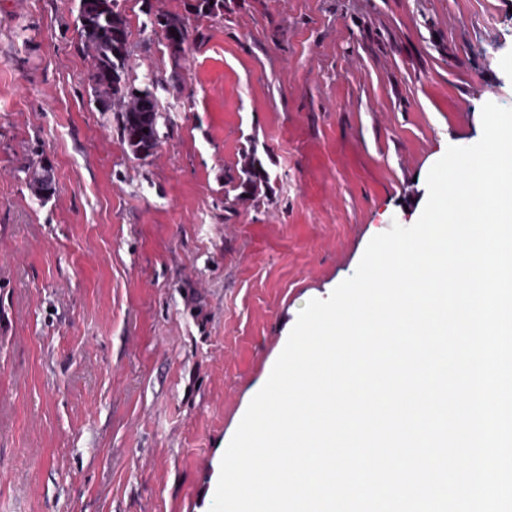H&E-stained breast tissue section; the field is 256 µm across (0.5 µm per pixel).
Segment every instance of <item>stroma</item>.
<instances>
[{"mask_svg": "<svg viewBox=\"0 0 512 512\" xmlns=\"http://www.w3.org/2000/svg\"><path fill=\"white\" fill-rule=\"evenodd\" d=\"M77 6L0 0V512H210L300 309L512 108V0H230L177 71L121 0L168 118L145 160L97 108ZM252 140L275 193L225 212ZM27 185L31 194L38 198H47L53 191V179L48 176L45 164L32 163L24 167Z\"/></svg>", "mask_w": 512, "mask_h": 512, "instance_id": "35a3bbf8", "label": "stroma"}]
</instances>
